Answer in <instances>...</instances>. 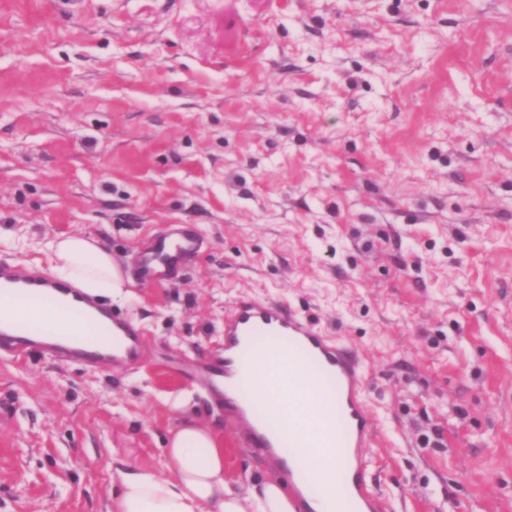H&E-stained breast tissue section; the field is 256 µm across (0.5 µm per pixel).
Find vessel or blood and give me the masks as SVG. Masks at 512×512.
Segmentation results:
<instances>
[{"label": "vessel or blood", "instance_id": "1", "mask_svg": "<svg viewBox=\"0 0 512 512\" xmlns=\"http://www.w3.org/2000/svg\"><path fill=\"white\" fill-rule=\"evenodd\" d=\"M198 248L194 231L178 240L162 237L143 259L140 276L171 267ZM85 319L91 328L79 336L72 322ZM142 331L97 299L61 282L10 262H0V351H38L68 361L110 364L135 361ZM274 356L289 371L307 373L322 396L321 414L331 431L330 485L337 499L358 501L361 512H382V502L367 486L362 452L374 437V423L364 394V368L357 353L324 335L292 307L243 294L224 317V352L206 365L212 380L224 386L223 397L246 429L250 447L263 449L275 462L292 463L308 475L306 442L295 428L276 422L274 408L258 415L241 404V392L255 384L257 353Z\"/></svg>", "mask_w": 512, "mask_h": 512}]
</instances>
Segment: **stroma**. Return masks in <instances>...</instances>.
Wrapping results in <instances>:
<instances>
[{"mask_svg":"<svg viewBox=\"0 0 512 512\" xmlns=\"http://www.w3.org/2000/svg\"><path fill=\"white\" fill-rule=\"evenodd\" d=\"M74 235L141 359L0 356V512H108L187 418L277 478L202 374L243 293L361 351L384 512H512V0H0V261ZM197 248V236L192 230H186L176 241H171L167 237L158 238L153 249L142 261L141 278H151L157 267L176 265L184 255L195 252Z\"/></svg>","mask_w":512,"mask_h":512,"instance_id":"35a3bbf8","label":"stroma"}]
</instances>
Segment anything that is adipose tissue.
Segmentation results:
<instances>
[{"label":"adipose tissue","instance_id":"ef3b65f1","mask_svg":"<svg viewBox=\"0 0 512 512\" xmlns=\"http://www.w3.org/2000/svg\"><path fill=\"white\" fill-rule=\"evenodd\" d=\"M53 272L83 292L119 297L126 280L109 252L95 240L71 236L53 243ZM264 377L259 388L248 390L249 400L283 407L313 439H321L317 416L320 401L308 378L260 358ZM165 454L173 475L118 470V486L109 512H295V500L270 480L241 495L224 479L222 438L214 431L184 423L172 436Z\"/></svg>","mask_w":512,"mask_h":512}]
</instances>
